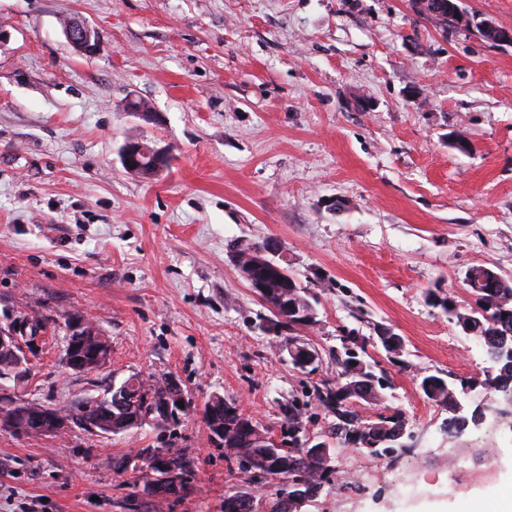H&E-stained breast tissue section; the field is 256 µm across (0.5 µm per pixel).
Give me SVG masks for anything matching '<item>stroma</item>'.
<instances>
[{"mask_svg": "<svg viewBox=\"0 0 512 512\" xmlns=\"http://www.w3.org/2000/svg\"><path fill=\"white\" fill-rule=\"evenodd\" d=\"M457 3L442 29L416 0H0V325L42 326L28 377L0 388L63 407L134 373L173 374L191 405L109 438L0 428V512H224L229 488L255 486L228 470L203 406L235 399L277 434L288 402L335 378L342 337L382 328L402 361L387 367L393 390L357 413L402 411L417 441L394 462L340 447L336 466L410 480L420 462L426 476L402 495L328 485L302 512H452L507 490L512 418L449 436L418 380L483 379L484 348L432 299L472 304L475 265L512 276V45L481 32L512 29V0ZM68 18L98 33L94 53L67 42ZM139 98L151 119L128 110ZM141 139L169 158L151 180L121 160ZM269 237L315 303L297 331L320 354L311 375L235 266V244ZM77 314L111 342L103 370L62 361ZM143 448L186 455L188 494L145 498L146 463L116 471ZM452 448L480 478L449 471Z\"/></svg>", "mask_w": 512, "mask_h": 512, "instance_id": "stroma-1", "label": "stroma"}]
</instances>
